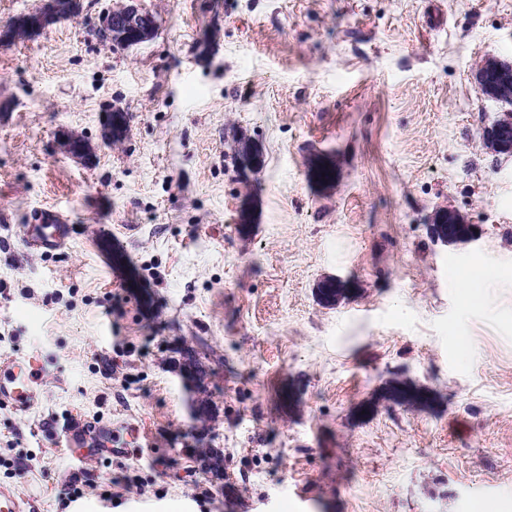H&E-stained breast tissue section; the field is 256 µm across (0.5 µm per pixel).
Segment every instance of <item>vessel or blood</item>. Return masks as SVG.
<instances>
[{"instance_id": "b4317fda", "label": "vessel or blood", "mask_w": 512, "mask_h": 512, "mask_svg": "<svg viewBox=\"0 0 512 512\" xmlns=\"http://www.w3.org/2000/svg\"><path fill=\"white\" fill-rule=\"evenodd\" d=\"M73 227L60 212L43 209L30 223L18 225L17 239L43 253L64 249L72 238ZM47 370L39 352L32 351L0 363V403L20 417L31 414L43 400ZM60 434L70 441L90 447L95 458L108 460L115 454L111 424L74 418L63 423Z\"/></svg>"}]
</instances>
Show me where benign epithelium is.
Instances as JSON below:
<instances>
[{
  "label": "benign epithelium",
  "instance_id": "obj_1",
  "mask_svg": "<svg viewBox=\"0 0 512 512\" xmlns=\"http://www.w3.org/2000/svg\"><path fill=\"white\" fill-rule=\"evenodd\" d=\"M78 0H40L34 11L21 14L0 30V44L9 45L18 36H32L44 30L50 24L66 19L75 14ZM156 28L152 14L143 10L135 0L118 10L101 15L97 22L99 39L102 42L118 44L126 47L143 44L149 41ZM474 78L485 96L501 103L504 110L492 123L484 126L481 131L482 143L496 154L512 156V97L502 96L503 86L512 84V60L487 59L478 64L474 70ZM127 127V117L119 109H109L107 119L102 127L101 137L106 143L122 139ZM64 148L75 156H87V144L76 135L64 138ZM262 156L257 146L248 144L241 153L239 164L254 170L261 166ZM466 220L455 210L441 206L434 210L429 230L434 242L443 245L459 243L453 233V225L464 224ZM353 286L349 280L330 278L321 281L324 303L336 301L335 291L348 293Z\"/></svg>",
  "mask_w": 512,
  "mask_h": 512
}]
</instances>
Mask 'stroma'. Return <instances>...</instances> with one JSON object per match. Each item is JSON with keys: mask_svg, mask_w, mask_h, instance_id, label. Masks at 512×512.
Returning <instances> with one entry per match:
<instances>
[{"mask_svg": "<svg viewBox=\"0 0 512 512\" xmlns=\"http://www.w3.org/2000/svg\"><path fill=\"white\" fill-rule=\"evenodd\" d=\"M122 2L0 46V361L48 370L34 413L0 408V485L34 512H512V158L472 74L512 58V0H142L155 36L116 48ZM439 206L479 238L435 243ZM47 207L74 237L40 255L15 227ZM74 416L122 455L63 447ZM107 119L102 127L101 137L106 143L117 142L122 139L127 127V115L119 109H109Z\"/></svg>", "mask_w": 512, "mask_h": 512, "instance_id": "stroma-1", "label": "stroma"}]
</instances>
